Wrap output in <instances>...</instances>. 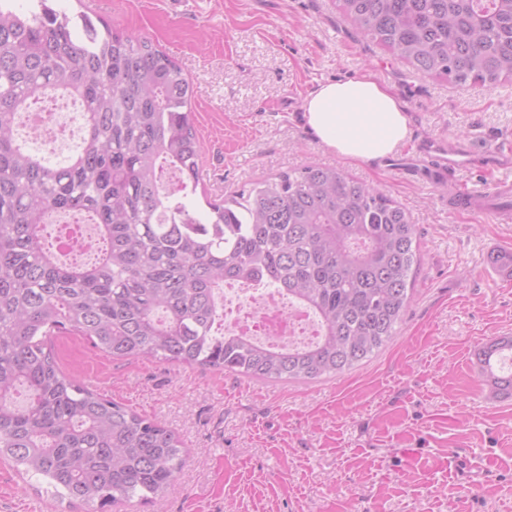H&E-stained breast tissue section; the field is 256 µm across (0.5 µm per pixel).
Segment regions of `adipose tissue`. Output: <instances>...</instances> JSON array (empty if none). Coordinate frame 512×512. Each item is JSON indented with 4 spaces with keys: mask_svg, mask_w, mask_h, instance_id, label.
<instances>
[{
    "mask_svg": "<svg viewBox=\"0 0 512 512\" xmlns=\"http://www.w3.org/2000/svg\"><path fill=\"white\" fill-rule=\"evenodd\" d=\"M303 117L324 146L352 164L384 159L408 139L404 103L369 73L320 85Z\"/></svg>",
    "mask_w": 512,
    "mask_h": 512,
    "instance_id": "1",
    "label": "adipose tissue"
}]
</instances>
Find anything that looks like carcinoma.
<instances>
[{
    "mask_svg": "<svg viewBox=\"0 0 512 512\" xmlns=\"http://www.w3.org/2000/svg\"><path fill=\"white\" fill-rule=\"evenodd\" d=\"M364 35L450 84L512 82V0H338ZM50 89L78 100L86 133L52 165L19 143L13 117ZM191 89L144 37L0 3V458L54 495L119 512L159 498L182 465L174 433L60 369L52 334L114 359L150 356L264 381H312L362 364L397 336L418 266L407 210L335 167L304 166L223 201L201 184ZM180 194L162 191L165 167ZM50 214L78 215L90 263L45 245ZM267 284L310 309L321 334L283 349L220 332L216 290ZM512 336L480 349L492 393L512 395ZM24 402L16 401L19 389Z\"/></svg>",
    "mask_w": 512,
    "mask_h": 512,
    "instance_id": "cac0c4a2",
    "label": "carcinoma"
}]
</instances>
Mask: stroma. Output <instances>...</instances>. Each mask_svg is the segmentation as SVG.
Masks as SVG:
<instances>
[{"label": "stroma", "mask_w": 512, "mask_h": 512, "mask_svg": "<svg viewBox=\"0 0 512 512\" xmlns=\"http://www.w3.org/2000/svg\"><path fill=\"white\" fill-rule=\"evenodd\" d=\"M146 37L193 96L206 200L306 165L336 167L401 203L419 236L398 334L360 366L317 381L265 382L149 356L122 361L82 337L53 341L61 370L173 430L185 463L156 505L126 512H512V395L491 396L477 353L512 336V280L492 274L512 223L448 208V185L350 164L302 119L322 83L372 72L407 105L415 158L431 137L475 163L454 181L493 183L487 146L512 159V83L453 85L364 37L336 0H51ZM0 512H87L0 461Z\"/></svg>", "instance_id": "35a3bbf8"}]
</instances>
